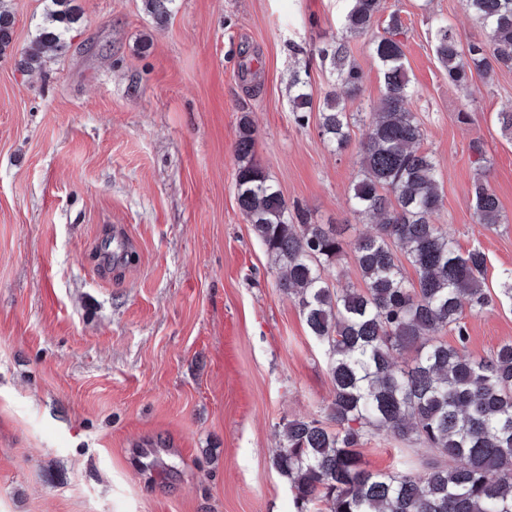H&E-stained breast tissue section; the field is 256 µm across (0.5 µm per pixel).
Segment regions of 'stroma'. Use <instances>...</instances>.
I'll use <instances>...</instances> for the list:
<instances>
[{
    "instance_id": "stroma-1",
    "label": "stroma",
    "mask_w": 512,
    "mask_h": 512,
    "mask_svg": "<svg viewBox=\"0 0 512 512\" xmlns=\"http://www.w3.org/2000/svg\"><path fill=\"white\" fill-rule=\"evenodd\" d=\"M78 3L69 52L29 74L18 61L48 3L12 0L0 56V512H295L273 456L288 421L324 418L332 384L238 207L234 147L249 115L254 159L289 206L348 240L371 232L347 202L383 90L368 39L350 41L363 85L337 154L318 112L295 122L286 86L300 63L314 98L336 89L316 50L342 35L349 0H176L161 26L142 0ZM382 5L402 20L438 222L487 257L491 304L465 318L480 357L512 339L496 297L512 268V138L497 121L512 70L451 86L432 23L480 37L463 0ZM475 142L501 203L493 229L472 218ZM110 238L124 244L107 255ZM362 452L382 472L408 456L383 435Z\"/></svg>"
}]
</instances>
